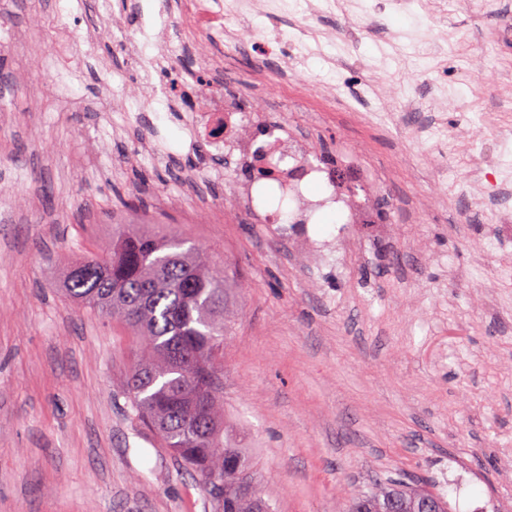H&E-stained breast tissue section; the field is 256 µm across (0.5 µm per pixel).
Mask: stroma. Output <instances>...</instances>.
I'll use <instances>...</instances> for the list:
<instances>
[{"label":"stroma","mask_w":512,"mask_h":512,"mask_svg":"<svg viewBox=\"0 0 512 512\" xmlns=\"http://www.w3.org/2000/svg\"><path fill=\"white\" fill-rule=\"evenodd\" d=\"M150 0H0V512H214L139 422L128 331L62 292L69 266L130 225L222 263L233 322L218 385L274 512H345L347 491L417 477L451 512H512V214L477 207L469 159L512 154V0H378L249 27L305 34L292 89L251 53H209L235 89L323 156L354 150L380 175L387 233L356 256L290 251L278 227L229 211L231 174L192 144L189 113L134 95L113 42ZM341 72L335 101L323 82ZM432 108L447 129L410 136Z\"/></svg>","instance_id":"1"}]
</instances>
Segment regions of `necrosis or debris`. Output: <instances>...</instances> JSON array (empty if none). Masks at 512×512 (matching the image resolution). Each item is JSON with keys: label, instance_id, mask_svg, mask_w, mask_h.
I'll use <instances>...</instances> for the list:
<instances>
[{"label": "necrosis or debris", "instance_id": "obj_1", "mask_svg": "<svg viewBox=\"0 0 512 512\" xmlns=\"http://www.w3.org/2000/svg\"><path fill=\"white\" fill-rule=\"evenodd\" d=\"M169 9L167 0H157L151 19L141 22L131 34L123 32L120 21H113L124 51L139 57L144 45L155 44L167 35ZM186 20L196 33L222 37L226 52L241 50L236 17L225 10L221 0H189ZM212 67L208 57H201L199 80L188 88L175 86L164 98L166 104L190 107L195 144L223 152L225 166L237 171L231 194L234 210L257 213L263 224L283 225L288 240L309 254L326 249L308 232L309 224L325 212L341 217L343 229L336 239L337 247H347L359 225L373 235L382 233L380 202L375 193L362 188L368 175L361 164L342 152L334 162L319 161L310 139L250 105L245 95L211 91L207 80ZM315 184L321 185L320 193H311Z\"/></svg>", "mask_w": 512, "mask_h": 512}]
</instances>
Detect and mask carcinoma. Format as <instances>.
<instances>
[{
	"label": "carcinoma",
	"instance_id": "1",
	"mask_svg": "<svg viewBox=\"0 0 512 512\" xmlns=\"http://www.w3.org/2000/svg\"><path fill=\"white\" fill-rule=\"evenodd\" d=\"M73 267L77 273L67 275L63 291L129 331L138 346L126 383L132 408L208 489L215 512H273L252 482L245 449L225 429L215 383L231 329L224 266L180 238L124 230L109 251ZM227 455L240 461L233 473L224 471ZM422 493L401 482L360 490L350 509L380 512L390 498L413 509Z\"/></svg>",
	"mask_w": 512,
	"mask_h": 512
}]
</instances>
